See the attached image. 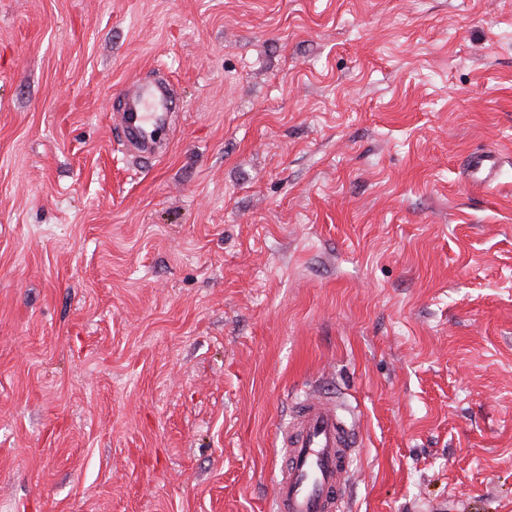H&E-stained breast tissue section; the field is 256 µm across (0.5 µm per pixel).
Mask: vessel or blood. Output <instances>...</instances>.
I'll list each match as a JSON object with an SVG mask.
<instances>
[{"label": "vessel or blood", "mask_w": 512, "mask_h": 512, "mask_svg": "<svg viewBox=\"0 0 512 512\" xmlns=\"http://www.w3.org/2000/svg\"><path fill=\"white\" fill-rule=\"evenodd\" d=\"M167 88H148L122 95V124L149 144L154 125L168 112ZM468 170L482 184L499 172L496 152H484L468 162ZM285 461L275 480V512H341L349 478L353 446L351 427L335 401L321 396L299 402L291 428L282 436Z\"/></svg>", "instance_id": "1"}]
</instances>
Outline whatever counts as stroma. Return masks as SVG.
<instances>
[{"instance_id": "1", "label": "stroma", "mask_w": 512, "mask_h": 512, "mask_svg": "<svg viewBox=\"0 0 512 512\" xmlns=\"http://www.w3.org/2000/svg\"><path fill=\"white\" fill-rule=\"evenodd\" d=\"M319 393L346 512H512V0H0V512H273ZM122 125L148 148L155 128L168 112L170 97L166 87L148 88L136 93L122 89ZM467 166L479 183L488 184L498 176L499 157L495 151H487L470 159Z\"/></svg>"}]
</instances>
